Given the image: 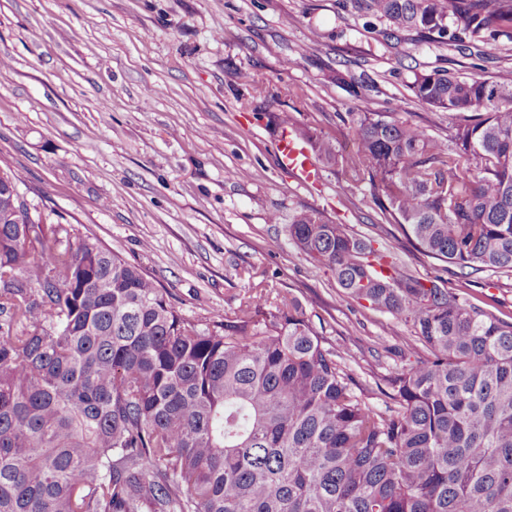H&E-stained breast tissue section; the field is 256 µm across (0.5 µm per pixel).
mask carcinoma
<instances>
[{
    "mask_svg": "<svg viewBox=\"0 0 512 512\" xmlns=\"http://www.w3.org/2000/svg\"><path fill=\"white\" fill-rule=\"evenodd\" d=\"M384 39L483 59L512 0H342ZM418 71L443 138L361 105L345 150L296 127L365 186L372 224L464 277L512 273V89ZM0 199V512H512V323L389 259L315 208L299 252L409 331L415 361L362 386L301 303L256 288L191 319L141 268ZM385 407L371 403L375 394Z\"/></svg>",
    "mask_w": 512,
    "mask_h": 512,
    "instance_id": "obj_1",
    "label": "carcinoma"
}]
</instances>
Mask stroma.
<instances>
[{
    "mask_svg": "<svg viewBox=\"0 0 512 512\" xmlns=\"http://www.w3.org/2000/svg\"><path fill=\"white\" fill-rule=\"evenodd\" d=\"M1 56L0 169L32 215L142 267L186 316L232 315L268 284L352 353L360 383L401 369L407 328L289 241L312 207L512 322V273L442 271L370 224L366 188L342 195L326 170L301 185L276 148L293 124L339 135L361 98L447 135L408 84L416 68L470 73L448 46L386 43L337 0H0Z\"/></svg>",
    "mask_w": 512,
    "mask_h": 512,
    "instance_id": "stroma-1",
    "label": "stroma"
}]
</instances>
